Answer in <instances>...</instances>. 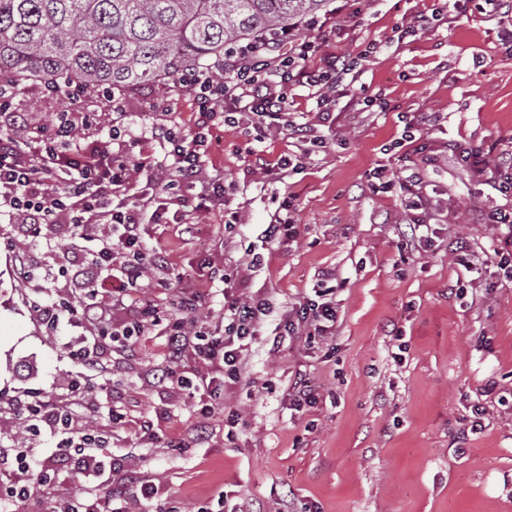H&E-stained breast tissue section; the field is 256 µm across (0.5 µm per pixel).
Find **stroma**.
Segmentation results:
<instances>
[{
  "mask_svg": "<svg viewBox=\"0 0 512 512\" xmlns=\"http://www.w3.org/2000/svg\"><path fill=\"white\" fill-rule=\"evenodd\" d=\"M325 19L324 55L355 61L336 77L330 115L308 88L288 87L291 121L323 148L305 154L292 131L258 142L245 125L215 129L203 168L234 182L227 204L190 212L183 225H147L149 245L169 255L164 283L99 295L118 322L145 297L179 317L188 289L218 311L223 284L214 271L246 250L258 254L233 291L264 299L269 313L240 380L215 401L207 443L197 439L195 398L153 377L167 358L158 332L111 352L99 373L73 353L84 321L54 328L37 317L39 305L84 304L83 285L67 272L71 224L44 225L32 238L19 234V217L0 220V452L33 448L54 474L48 495L15 502L10 512H49L53 501L95 490L44 450L42 438L28 436L10 409L32 395L64 410L108 395L132 422L151 421L155 445L131 426H113L105 407L86 414L108 438L98 456L127 457L129 470L115 475L114 487L129 488V472L148 474L183 512H512V277L499 267L501 230L479 221L491 209L512 212V193L474 179L463 161L483 153L512 178V0L497 10L485 0H333ZM413 23L415 35L399 39ZM126 98L128 164L163 157L144 136L151 124L195 127L188 87L141 85ZM163 99L165 113L154 108ZM13 109L33 126L74 112L83 145L112 130L99 93L75 101L27 82ZM258 155L304 161L266 175L253 165ZM285 200L298 234L265 241ZM417 220L428 224L427 237L411 232ZM459 238L481 256L477 269L460 265ZM29 252L43 266L32 283L18 272V256ZM326 270L336 275L331 335L277 337L288 312L315 298ZM300 378L319 402L298 412L291 399ZM227 405L240 414L231 439ZM476 405L485 410L483 427L458 446ZM170 437L179 447H165Z\"/></svg>",
  "mask_w": 512,
  "mask_h": 512,
  "instance_id": "35a3bbf8",
  "label": "stroma"
}]
</instances>
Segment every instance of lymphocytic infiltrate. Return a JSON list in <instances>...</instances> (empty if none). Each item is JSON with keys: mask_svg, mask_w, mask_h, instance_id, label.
<instances>
[{"mask_svg": "<svg viewBox=\"0 0 512 512\" xmlns=\"http://www.w3.org/2000/svg\"><path fill=\"white\" fill-rule=\"evenodd\" d=\"M317 50L313 41L296 42L287 54L255 60L249 52L224 58V76H196L190 79L198 114L196 129L185 135L173 128L153 125L147 133L162 143L163 161L139 163L137 169L147 181L167 185L177 183L168 201L179 211L192 207L194 201L223 200L224 184L200 176L211 147L212 130L224 124L235 126L251 116L281 126L288 113L287 87L301 83L315 92L332 89L333 74L351 67L350 59L332 56L320 71L307 68ZM12 85L0 84V207L21 214L22 230L51 224L63 218L76 231L96 225L108 231L98 237L90 256L73 255V276L83 282L90 296L83 310L87 322L110 325L108 309L98 301L100 289L113 281L134 284L151 279L154 271L168 268L165 251L152 249L143 239L146 217L163 221V211H148L144 200L133 193L129 169L122 158L129 150L124 120L125 99L112 96V132L108 138L85 147L71 145L69 131L43 127L34 129L28 144H20L14 134L18 118L9 111ZM263 303L234 294L224 297V310L218 315H201L197 331L189 332L183 323L162 327V318L151 303H143L132 321L112 327L110 337L100 331L82 337L76 356L82 363L101 369V358L109 343L129 348L138 337L162 327L167 350V365L158 374L159 382L192 386L204 395L197 413L208 419L214 409L207 397L215 376L236 380L245 354L266 316ZM336 323V291L320 289L317 299L293 308L286 317L285 335L325 336ZM199 361L195 377L176 375L175 369L186 352ZM34 435L48 434L58 451L76 449L75 463L85 467L89 479L99 486L100 494L65 498L56 512H142L144 501L157 496L159 488L150 479H140L129 492L113 489L110 475L123 471L125 460L115 457L99 460L93 450L102 443L89 424L74 416L56 413L45 401L25 402L20 406Z\"/></svg>", "mask_w": 512, "mask_h": 512, "instance_id": "f902f5d3", "label": "lymphocytic infiltrate"}]
</instances>
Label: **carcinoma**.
Wrapping results in <instances>:
<instances>
[{
	"label": "carcinoma",
	"mask_w": 512,
	"mask_h": 512,
	"mask_svg": "<svg viewBox=\"0 0 512 512\" xmlns=\"http://www.w3.org/2000/svg\"><path fill=\"white\" fill-rule=\"evenodd\" d=\"M332 0H0V75L80 96L180 79Z\"/></svg>",
	"instance_id": "1"
}]
</instances>
